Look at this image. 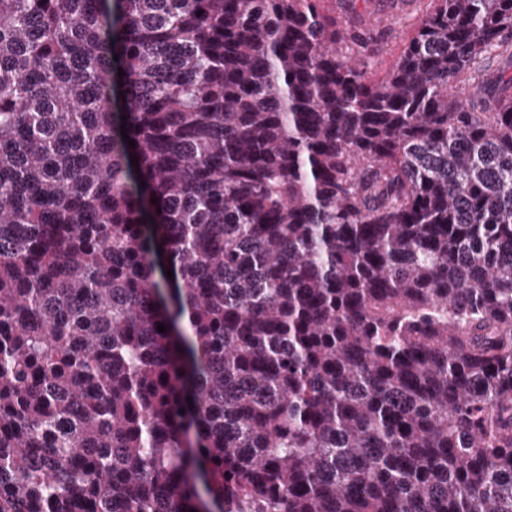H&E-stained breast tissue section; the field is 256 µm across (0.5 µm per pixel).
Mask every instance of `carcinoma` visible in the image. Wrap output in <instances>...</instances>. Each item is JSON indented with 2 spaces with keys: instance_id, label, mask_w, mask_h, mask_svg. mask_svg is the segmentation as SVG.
Listing matches in <instances>:
<instances>
[{
  "instance_id": "carcinoma-1",
  "label": "carcinoma",
  "mask_w": 512,
  "mask_h": 512,
  "mask_svg": "<svg viewBox=\"0 0 512 512\" xmlns=\"http://www.w3.org/2000/svg\"><path fill=\"white\" fill-rule=\"evenodd\" d=\"M320 3L0 0V512H512V0ZM341 27L356 31L371 44L368 73L380 77L414 35L416 18L427 0H323Z\"/></svg>"
}]
</instances>
